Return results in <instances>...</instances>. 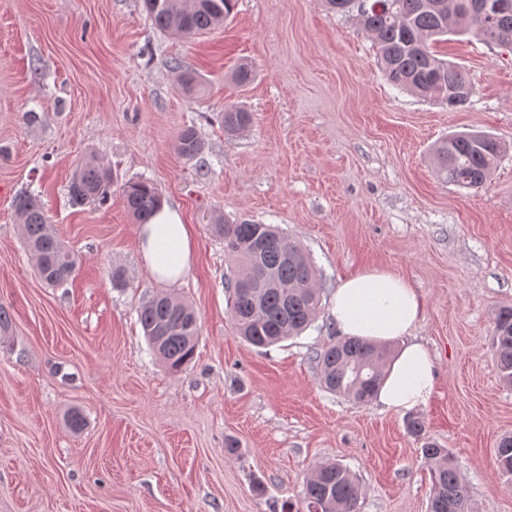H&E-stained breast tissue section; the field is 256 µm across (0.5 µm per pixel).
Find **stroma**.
I'll return each mask as SVG.
<instances>
[{
  "label": "stroma",
  "mask_w": 512,
  "mask_h": 512,
  "mask_svg": "<svg viewBox=\"0 0 512 512\" xmlns=\"http://www.w3.org/2000/svg\"><path fill=\"white\" fill-rule=\"evenodd\" d=\"M435 49L466 72L470 104L392 85L354 14L321 0H237L193 38L155 29L139 0H0V306L12 321L0 331V512H308L305 480L330 461L357 477L359 512H427L426 439L448 448L474 512H512L496 461L512 385L490 344L512 304V50L471 36ZM176 62L201 93L180 91ZM243 63L255 78L240 87ZM229 104L251 115L236 136L224 133ZM188 125L205 144L192 160L175 150ZM471 131L508 147L476 190L443 182L431 160L438 141ZM89 155L111 166L112 197L74 207L68 184ZM139 179L194 227L178 282L157 281L140 257L122 196ZM23 192L79 258L63 286L34 272L13 207ZM217 218L280 226L313 260L322 303L301 336L266 350L238 337ZM363 267L399 274L423 299L414 334L437 372L415 410L424 438L406 412L319 382L315 354L341 336L332 294ZM164 290L199 316L181 372L160 364L137 319ZM73 410L86 420L77 433Z\"/></svg>",
  "instance_id": "stroma-1"
}]
</instances>
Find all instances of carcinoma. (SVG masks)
<instances>
[{"mask_svg":"<svg viewBox=\"0 0 512 512\" xmlns=\"http://www.w3.org/2000/svg\"><path fill=\"white\" fill-rule=\"evenodd\" d=\"M152 25L185 37L203 35L222 25L233 12L236 0H141ZM490 21L470 9V0H455L459 30L489 41L495 26L506 24L512 31V0ZM381 8H367L362 30L378 49V63L397 87L421 99L437 101L450 109L470 100L455 101L449 86L467 80L464 70L432 50L448 36L441 17L426 6L427 0H370ZM251 122L250 113L224 107V132L239 133ZM204 143L195 126L177 135L175 149L186 159L203 151ZM504 145L484 132L454 134L439 142L432 159L440 179L461 188L477 189L492 175ZM114 176L110 167L95 157L81 161L69 185L71 203L83 207L106 204L112 196ZM125 206L138 224H146L163 204L158 188L148 181L126 183ZM25 245L40 280L51 287L62 286L75 274L77 257L52 232L38 198L20 194L14 200ZM213 232L224 239V253L233 267L224 288L231 301L230 312L239 336L247 343L268 348L306 330L320 306L317 270L302 249L272 224L242 220L217 223ZM137 318L156 358L172 372L192 363L198 340V316L194 309L170 293L158 292L137 309ZM492 347L501 379L512 384V307L500 308L494 319ZM320 379L332 393L354 403L368 404L378 392L393 359L385 345L357 337H344L326 345L316 355ZM421 455L430 466L432 497L429 512H470L466 484L448 449L427 439ZM502 475L512 477V436L497 446ZM360 488L352 473L339 462L320 465L307 478L304 499L309 512H357Z\"/></svg>","mask_w":512,"mask_h":512,"instance_id":"carcinoma-1","label":"carcinoma"}]
</instances>
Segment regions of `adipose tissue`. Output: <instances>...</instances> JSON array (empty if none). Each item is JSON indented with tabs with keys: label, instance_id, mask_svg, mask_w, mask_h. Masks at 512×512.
Segmentation results:
<instances>
[{
	"label": "adipose tissue",
	"instance_id": "adipose-tissue-1",
	"mask_svg": "<svg viewBox=\"0 0 512 512\" xmlns=\"http://www.w3.org/2000/svg\"><path fill=\"white\" fill-rule=\"evenodd\" d=\"M193 234L179 209L165 205L142 225L139 251L162 281L182 278L192 263ZM337 329L378 343H399L376 395L385 409L403 411L426 405L436 388L434 359L413 331L423 317L418 291L398 274L378 268L356 271L337 286L332 300Z\"/></svg>",
	"mask_w": 512,
	"mask_h": 512
}]
</instances>
